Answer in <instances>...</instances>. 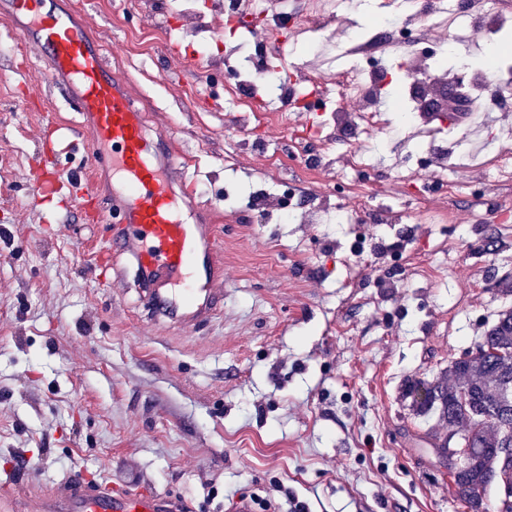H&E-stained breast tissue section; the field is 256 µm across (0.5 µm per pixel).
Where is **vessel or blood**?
Instances as JSON below:
<instances>
[{"label": "vessel or blood", "instance_id": "1", "mask_svg": "<svg viewBox=\"0 0 512 512\" xmlns=\"http://www.w3.org/2000/svg\"><path fill=\"white\" fill-rule=\"evenodd\" d=\"M1 1L30 54L47 63L51 82L78 104L92 132V153H85L75 137L67 151L83 153V167L91 176L112 175V206L91 218L111 231L94 267L107 275L116 256H129L147 314L168 326L194 329L215 314L224 298L219 287L224 268L212 211L198 200L185 163L147 133L128 81L110 66L85 13L67 0ZM61 179L58 169L42 171L33 182L36 200L52 194ZM0 512L182 510L167 496L76 475L37 492L32 482L7 472L0 476Z\"/></svg>", "mask_w": 512, "mask_h": 512}]
</instances>
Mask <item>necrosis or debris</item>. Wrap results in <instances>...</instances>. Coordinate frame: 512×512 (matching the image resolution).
<instances>
[{
  "label": "necrosis or debris",
  "mask_w": 512,
  "mask_h": 512,
  "mask_svg": "<svg viewBox=\"0 0 512 512\" xmlns=\"http://www.w3.org/2000/svg\"><path fill=\"white\" fill-rule=\"evenodd\" d=\"M270 0H208L207 11L186 8L184 0H155L160 13L178 17L184 33L210 31L213 41L223 39L214 28L211 16L234 19L247 32L254 50L246 67L224 70L225 89L242 92L244 111L256 109V100L247 96L250 84L261 82L277 88V109L291 112L302 107L309 112H324L328 118L320 125L293 132L302 143L300 152L288 155L297 169L317 174L335 151H342L351 171L348 190L339 184L311 186L307 181L285 180V195L258 188V206L269 211H285L294 224H399L400 211L383 205H370L365 194L370 189H388L395 197L417 195L419 210L412 214L416 224H448L456 212L470 210L476 223L492 224L496 218L488 209L486 193L480 182L470 184L460 194L450 173L455 168L458 146L439 138L435 132L432 104L448 87V70L433 63L436 53L457 57L461 81L478 80L482 94L495 97L498 109L512 112V67L473 62L458 56L456 37L431 43L433 27L454 30L480 25L486 45L498 56L511 57L512 44L499 38L505 26L512 24V0H486L482 9H474L471 0H402V14L374 21L363 33L346 25L339 15L341 0H300L288 11H275ZM315 35L319 46L316 58L301 67L300 75L283 73L281 64L290 43L306 42ZM359 60L356 68L332 67L335 52ZM403 59L401 87L411 89L409 121L423 134L419 151L427 161V182H410L402 159L388 165L372 162L363 150L365 136L382 134L386 123L379 105L381 96V60L391 54Z\"/></svg>",
  "instance_id": "obj_1"
}]
</instances>
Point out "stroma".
Returning a JSON list of instances; mask_svg holds the SVG:
<instances>
[{
    "label": "stroma",
    "mask_w": 512,
    "mask_h": 512,
    "mask_svg": "<svg viewBox=\"0 0 512 512\" xmlns=\"http://www.w3.org/2000/svg\"><path fill=\"white\" fill-rule=\"evenodd\" d=\"M111 67L144 102L153 136L188 157L215 215L224 302L187 333L147 318L132 266L101 283L89 265L109 235L71 206L77 155L41 153L45 113L80 133L75 104L16 51L0 14V472L36 466L227 512L228 498L301 502L305 512H471L457 499L438 438L407 385L445 380L512 308V243L487 250L484 224L251 221L259 178L224 79L187 65L209 51L148 4L72 0ZM371 146L386 161L417 130L398 113ZM72 180L38 205L36 172Z\"/></svg>",
    "instance_id": "stroma-1"
}]
</instances>
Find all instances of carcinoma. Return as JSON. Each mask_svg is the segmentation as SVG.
Returning <instances> with one entry per match:
<instances>
[{
	"label": "carcinoma",
	"mask_w": 512,
	"mask_h": 512,
	"mask_svg": "<svg viewBox=\"0 0 512 512\" xmlns=\"http://www.w3.org/2000/svg\"><path fill=\"white\" fill-rule=\"evenodd\" d=\"M451 382H414L406 390L422 414L438 413L467 449V464L450 473L456 497L472 512H488L483 495L509 478L498 448L505 432H512V310L498 314L476 351L451 362Z\"/></svg>",
	"instance_id": "obj_1"
}]
</instances>
